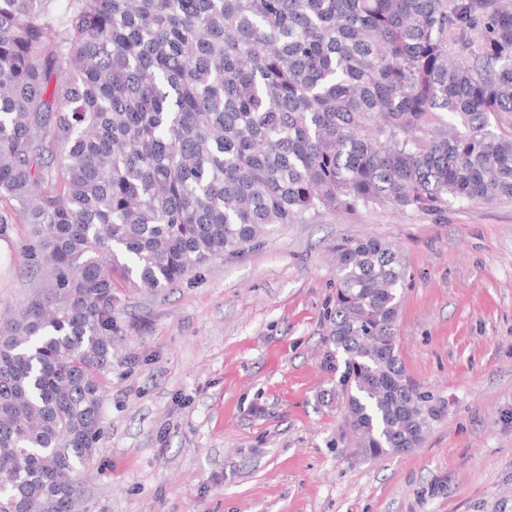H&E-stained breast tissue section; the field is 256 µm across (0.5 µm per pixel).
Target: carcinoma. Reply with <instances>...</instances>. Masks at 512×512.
Masks as SVG:
<instances>
[{"instance_id":"obj_1","label":"carcinoma","mask_w":512,"mask_h":512,"mask_svg":"<svg viewBox=\"0 0 512 512\" xmlns=\"http://www.w3.org/2000/svg\"><path fill=\"white\" fill-rule=\"evenodd\" d=\"M505 112L503 0H0V198L49 276L0 317V512H77L122 296L318 204L512 199ZM333 250L358 447L412 448L436 408L397 353L403 257L372 236Z\"/></svg>"}]
</instances>
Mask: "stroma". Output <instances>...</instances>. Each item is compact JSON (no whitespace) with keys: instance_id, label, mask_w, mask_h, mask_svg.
I'll list each match as a JSON object with an SVG mask.
<instances>
[{"instance_id":"obj_1","label":"stroma","mask_w":512,"mask_h":512,"mask_svg":"<svg viewBox=\"0 0 512 512\" xmlns=\"http://www.w3.org/2000/svg\"><path fill=\"white\" fill-rule=\"evenodd\" d=\"M373 234L407 277L397 349L436 413L408 452L358 454L329 337L336 241ZM0 237V308L45 272ZM79 512H512V202L316 206L238 257L126 297Z\"/></svg>"}]
</instances>
